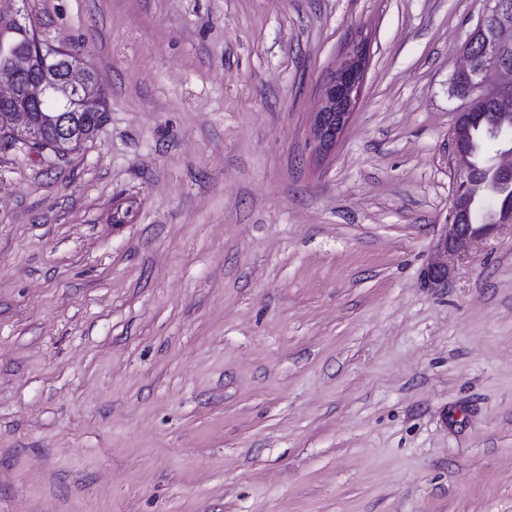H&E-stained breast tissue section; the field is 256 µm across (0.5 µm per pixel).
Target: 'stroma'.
Instances as JSON below:
<instances>
[{"label": "stroma", "mask_w": 512, "mask_h": 512, "mask_svg": "<svg viewBox=\"0 0 512 512\" xmlns=\"http://www.w3.org/2000/svg\"><path fill=\"white\" fill-rule=\"evenodd\" d=\"M484 7L0 0L108 102L0 129V512H512V230L423 285ZM365 72V54L357 48L344 66L323 85L320 107L313 113L312 142L315 151L328 152L336 145L360 99Z\"/></svg>", "instance_id": "obj_1"}]
</instances>
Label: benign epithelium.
I'll return each mask as SVG.
<instances>
[{
    "label": "benign epithelium",
    "mask_w": 512,
    "mask_h": 512,
    "mask_svg": "<svg viewBox=\"0 0 512 512\" xmlns=\"http://www.w3.org/2000/svg\"><path fill=\"white\" fill-rule=\"evenodd\" d=\"M476 30L486 34L481 55L474 56L470 51L471 43H465L464 53L469 67L460 72L471 79V98L479 100L488 96L491 90L512 93V82L495 88L486 84L490 72L512 76V39L503 38L505 31H512V0H486ZM365 72V54L358 48L323 85L320 107L314 113L312 127L315 151L328 152L336 145L360 99ZM58 91L78 98L82 112L98 111L104 100L94 71L81 58L67 51L51 55L37 76L33 75L32 60L24 56L13 59L8 67L0 70V112L11 113L17 129L29 142L41 140L33 120L35 109L42 107L48 93ZM466 116L465 112L455 115L452 136L458 174L451 199L450 223L443 225L438 244L442 259L430 264L425 275V285L429 288L448 285V253L465 249L504 227L512 228V202L508 200L496 207L489 224H465L462 221V217L488 192L482 178L464 162L467 133L470 132L465 125ZM85 137L84 127L59 125L57 141L60 143L81 141Z\"/></svg>",
    "instance_id": "obj_1"
}]
</instances>
